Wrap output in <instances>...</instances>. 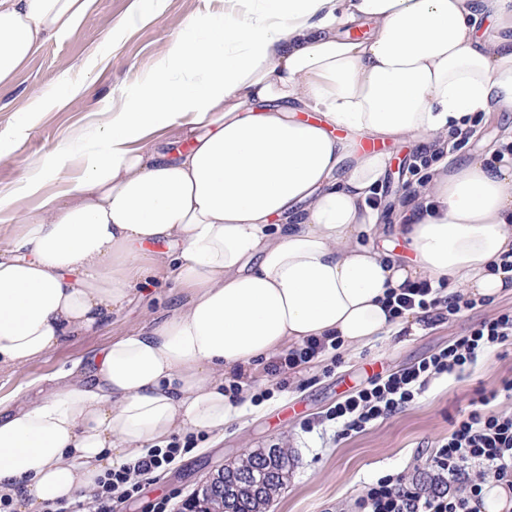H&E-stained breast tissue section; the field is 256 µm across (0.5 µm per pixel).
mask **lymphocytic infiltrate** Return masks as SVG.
Here are the masks:
<instances>
[{
	"label": "lymphocytic infiltrate",
	"instance_id": "obj_1",
	"mask_svg": "<svg viewBox=\"0 0 512 512\" xmlns=\"http://www.w3.org/2000/svg\"><path fill=\"white\" fill-rule=\"evenodd\" d=\"M442 291L431 280H419L392 292L388 303L394 314L415 310L424 321H445L478 305L477 300L459 295L443 297ZM511 339L512 311L486 316L467 334L413 366L375 375L331 407L325 418L339 424L342 434L363 431L414 403L433 380L470 369L488 351ZM340 347L338 341L313 338L273 357L268 371L287 374L323 350ZM503 391L512 392V378L503 380L501 390L480 391L471 410L453 419L447 438L426 467V481L404 472L379 477L365 487L357 502L359 512H483L487 483L512 491V411L490 409ZM194 445L193 435L175 437L165 449L149 451L135 465L106 471L91 494L92 512H116L120 504L137 496L138 476L169 465Z\"/></svg>",
	"mask_w": 512,
	"mask_h": 512
}]
</instances>
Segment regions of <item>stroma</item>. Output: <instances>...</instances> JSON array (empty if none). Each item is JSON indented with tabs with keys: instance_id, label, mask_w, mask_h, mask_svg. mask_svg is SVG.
Wrapping results in <instances>:
<instances>
[{
	"instance_id": "stroma-1",
	"label": "stroma",
	"mask_w": 512,
	"mask_h": 512,
	"mask_svg": "<svg viewBox=\"0 0 512 512\" xmlns=\"http://www.w3.org/2000/svg\"><path fill=\"white\" fill-rule=\"evenodd\" d=\"M131 0H92L78 29L46 43L22 70L11 88L0 91V191L10 192L41 169L45 159L61 146L71 148L61 163L58 181H75L81 174L77 137L92 136L103 111L123 106L135 82L146 77L172 40L194 15L223 11L225 0H164L157 18L130 21ZM69 84L84 85V93L64 104H46L37 114L28 108L35 96H49ZM28 129H21L23 118ZM512 132V109L478 116L475 132L458 142L460 155L486 153L496 138ZM413 146L393 143L391 164L384 178L387 208L381 217L386 229L383 244L395 249L399 241L391 229L395 210L414 185ZM172 285L157 276L143 299L113 312L98 330L72 338L48 355L13 371H0V396L32 394L31 384L51 378L102 350L113 336L129 332L170 306ZM512 311V293L488 305L467 310L453 320L436 322L403 335L378 339L353 350L341 348L332 366L316 364L287 375L273 376L257 368V390L267 400L225 426L215 437L199 434L195 448L178 461L140 476V492L125 512H152L153 505L172 496L179 512L196 486L240 456L259 448H285L294 457L287 485L268 512H355L365 486L386 474L411 473L423 467L447 437L450 418L466 409L476 389L498 388L512 378V340L491 350L471 370L434 380L418 400L365 431L338 436L333 423L305 431L306 420L324 415L373 373H389L410 366L448 345L474 323L494 311Z\"/></svg>"
}]
</instances>
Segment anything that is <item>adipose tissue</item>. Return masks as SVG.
<instances>
[{
    "mask_svg": "<svg viewBox=\"0 0 512 512\" xmlns=\"http://www.w3.org/2000/svg\"><path fill=\"white\" fill-rule=\"evenodd\" d=\"M91 2L0 0V88ZM494 107H512V0H249L190 17L98 126L80 177L44 194L64 146L21 187L41 202L0 250V370L98 329L156 272L175 290L169 314L41 400L0 398V498L14 512L80 500L179 431L223 435L247 409L224 392L235 375L310 337L358 348L417 327L385 306L407 282L497 297L512 159L435 161L397 214L394 254L376 244L390 157L359 150L426 146ZM157 242L174 251L151 269L142 248Z\"/></svg>",
    "mask_w": 512,
    "mask_h": 512,
    "instance_id": "1",
    "label": "adipose tissue"
}]
</instances>
